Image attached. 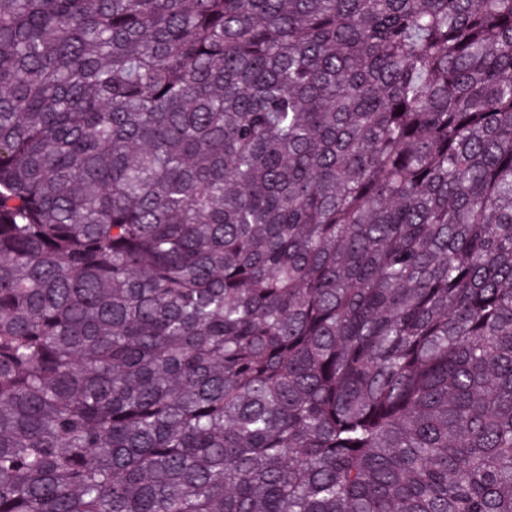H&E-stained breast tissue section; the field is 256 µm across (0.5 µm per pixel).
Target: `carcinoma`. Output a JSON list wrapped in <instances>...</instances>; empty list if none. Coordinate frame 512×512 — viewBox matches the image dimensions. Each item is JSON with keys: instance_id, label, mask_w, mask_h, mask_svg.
I'll return each instance as SVG.
<instances>
[{"instance_id": "cac0c4a2", "label": "carcinoma", "mask_w": 512, "mask_h": 512, "mask_svg": "<svg viewBox=\"0 0 512 512\" xmlns=\"http://www.w3.org/2000/svg\"><path fill=\"white\" fill-rule=\"evenodd\" d=\"M0 512H512V0H0Z\"/></svg>"}]
</instances>
